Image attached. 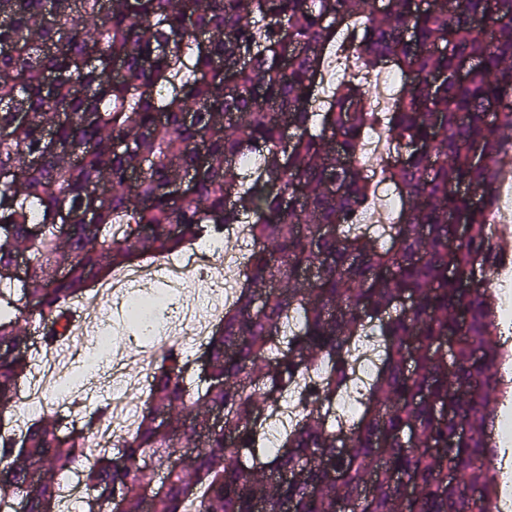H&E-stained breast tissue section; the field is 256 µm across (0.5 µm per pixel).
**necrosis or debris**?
Instances as JSON below:
<instances>
[{"label":"necrosis or debris","mask_w":512,"mask_h":512,"mask_svg":"<svg viewBox=\"0 0 512 512\" xmlns=\"http://www.w3.org/2000/svg\"><path fill=\"white\" fill-rule=\"evenodd\" d=\"M250 247L248 230L242 224H229L222 235L204 240L153 265L150 276H143L141 266L134 265L99 283L102 298L99 321L108 322L113 314L138 320L141 339L155 352L175 346L185 354H193L205 342L210 326L200 321L197 309L221 319L224 306L232 302L237 288L236 275L242 271L245 254ZM221 256L225 271L215 274L213 256ZM169 302L167 316L152 311L155 301ZM114 343L111 336L101 334L93 342L78 341L64 354L70 371L50 376L56 358L44 355L29 384L19 394L18 419L26 422L46 410L72 413L71 396L88 391L102 397L112 407V420L95 430L89 445L102 450L111 448L119 432H131L138 406L128 399L120 381L123 369L108 362Z\"/></svg>","instance_id":"4bbe7bcc"}]
</instances>
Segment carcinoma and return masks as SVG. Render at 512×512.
<instances>
[{"label": "carcinoma", "instance_id": "carcinoma-1", "mask_svg": "<svg viewBox=\"0 0 512 512\" xmlns=\"http://www.w3.org/2000/svg\"><path fill=\"white\" fill-rule=\"evenodd\" d=\"M339 53L365 75L315 112ZM386 66L405 82L382 115L367 75ZM380 122L395 153L378 181L396 196L381 227L357 223L375 190L362 145ZM511 149L512 0L424 13L416 0H0V415L15 418L32 372L30 321L48 326L47 350L112 270L226 224L252 237L237 298L207 337L208 376L162 352L133 433L92 460L98 407L64 444L58 414L19 440L0 433V512H59L75 470L98 512H497L490 461L507 386L493 280L507 258L487 212ZM451 216L467 228L453 246ZM370 334L380 370L347 426L337 409ZM293 396L302 412L269 451L267 418ZM214 414L231 439L206 431L190 473L170 465L174 440L191 443Z\"/></svg>", "mask_w": 512, "mask_h": 512}]
</instances>
